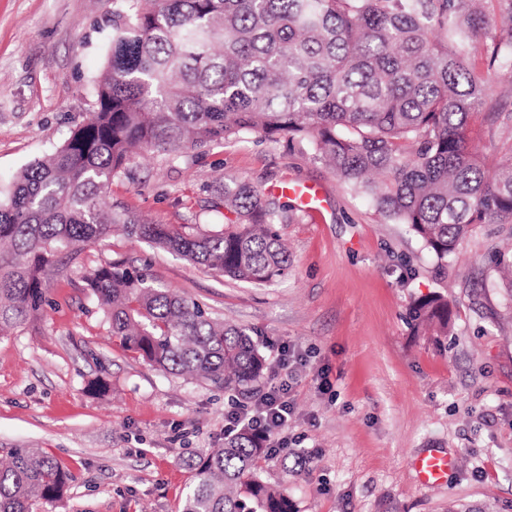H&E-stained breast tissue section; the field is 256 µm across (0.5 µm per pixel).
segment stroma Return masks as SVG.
I'll use <instances>...</instances> for the list:
<instances>
[{
  "instance_id": "stroma-1",
  "label": "stroma",
  "mask_w": 512,
  "mask_h": 512,
  "mask_svg": "<svg viewBox=\"0 0 512 512\" xmlns=\"http://www.w3.org/2000/svg\"><path fill=\"white\" fill-rule=\"evenodd\" d=\"M118 0H0V193L34 159L62 145L94 102ZM505 116L476 125L488 168L512 155V91L492 84ZM113 181L109 202L159 224H211L209 186L226 179L259 192L293 181L323 187L318 217L274 196L288 246L287 279L221 277L120 235L93 250L124 259L158 284L248 328L269 358L288 346L295 370L288 436L300 472L263 461L298 512H512V342L497 320L503 289L481 288L492 241L476 229L440 273L405 225L381 215L309 151L258 133L186 156L145 153ZM447 293V348L414 335L412 302ZM55 306L0 340V448H40L75 480L59 512H180L186 450L224 443L238 399L127 357L82 288L54 284ZM110 388L92 395L95 377ZM331 388L322 391L320 383ZM451 454L447 483H418L423 452Z\"/></svg>"
}]
</instances>
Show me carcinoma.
Listing matches in <instances>:
<instances>
[{
  "mask_svg": "<svg viewBox=\"0 0 512 512\" xmlns=\"http://www.w3.org/2000/svg\"><path fill=\"white\" fill-rule=\"evenodd\" d=\"M89 117L23 168L0 199V336L44 316L50 283L97 301L131 357L185 380L242 394L272 367L249 331L91 248L118 230L216 274L270 284L288 274L281 213L227 179L211 210L224 223L187 230L103 208L112 181L142 152L172 155L261 133L304 146L437 261L476 227L493 226L491 285L512 297V156L486 173L474 120L499 123L491 76L512 85V0H122ZM413 330L443 343L448 298L416 299ZM0 512H49L72 471L37 448H1ZM269 458L252 430L190 450L181 512H296L260 475Z\"/></svg>",
  "mask_w": 512,
  "mask_h": 512,
  "instance_id": "cac0c4a2",
  "label": "carcinoma"
}]
</instances>
